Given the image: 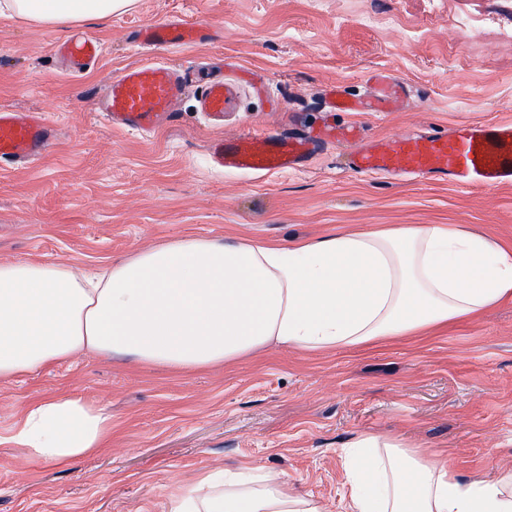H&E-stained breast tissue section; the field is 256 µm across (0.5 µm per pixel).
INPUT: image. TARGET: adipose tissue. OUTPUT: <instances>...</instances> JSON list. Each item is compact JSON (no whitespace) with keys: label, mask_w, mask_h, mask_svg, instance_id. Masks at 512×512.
Masks as SVG:
<instances>
[{"label":"adipose tissue","mask_w":512,"mask_h":512,"mask_svg":"<svg viewBox=\"0 0 512 512\" xmlns=\"http://www.w3.org/2000/svg\"><path fill=\"white\" fill-rule=\"evenodd\" d=\"M132 0H0L40 25L105 20ZM512 298V251L461 224L336 229L288 245L189 237L93 275L49 262H0V381L81 353L189 373L277 349L356 348L480 314ZM112 435L80 397L29 404L11 443L64 464ZM347 512H512V474L463 480L447 459L364 432L343 450ZM166 512H322L286 479L210 468L175 485Z\"/></svg>","instance_id":"ef3b65f1"}]
</instances>
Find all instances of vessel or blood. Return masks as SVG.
Returning <instances> with one entry per match:
<instances>
[{
  "label": "vessel or blood",
  "instance_id": "1",
  "mask_svg": "<svg viewBox=\"0 0 512 512\" xmlns=\"http://www.w3.org/2000/svg\"><path fill=\"white\" fill-rule=\"evenodd\" d=\"M204 30L179 18L149 22L132 34L142 49L183 48L206 40ZM56 54L74 68H82L101 54L97 38L83 35L55 47ZM190 75L186 70L154 62L132 65L115 75L98 98V109L115 127L146 134L169 120L184 95ZM371 91L347 99L340 87L324 94L328 111L391 112L400 107L404 83L386 73H375ZM236 84L216 76L199 93V108L213 116L235 108ZM56 136L43 113L0 110V168L17 167L37 160ZM356 129L324 127L314 134L256 136L241 133L224 138L212 150L213 163L227 171L271 175L300 165L319 142L344 140L354 143L348 165L358 173L411 175L453 180L463 187L512 184V123L464 122L448 133L408 135L358 146Z\"/></svg>",
  "mask_w": 512,
  "mask_h": 512
}]
</instances>
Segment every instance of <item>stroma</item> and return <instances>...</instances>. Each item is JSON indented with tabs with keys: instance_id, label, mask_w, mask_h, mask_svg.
I'll return each instance as SVG.
<instances>
[{
	"instance_id": "obj_1",
	"label": "stroma",
	"mask_w": 512,
	"mask_h": 512,
	"mask_svg": "<svg viewBox=\"0 0 512 512\" xmlns=\"http://www.w3.org/2000/svg\"><path fill=\"white\" fill-rule=\"evenodd\" d=\"M172 17L210 38L173 50L131 43L137 25ZM81 31L102 56L72 73L53 45ZM167 60L241 82L236 111L211 117L191 92L149 135L98 112L111 77ZM379 71L408 86L399 111H326V87L361 96ZM1 107L48 112L60 133L37 162L0 170V262L92 270L186 236L285 245L379 224H464L512 249V185L363 175L338 143L271 176L224 172L210 156L232 134L325 122L359 126L366 143L512 122V0H135L63 30L0 16ZM71 396L112 413L98 453L59 465L6 443L30 402ZM362 432L448 457L466 480L512 469V301L365 349H280L190 374L82 355L1 381L0 512H164L174 483L230 464L282 472L325 512H343L342 450Z\"/></svg>"
}]
</instances>
